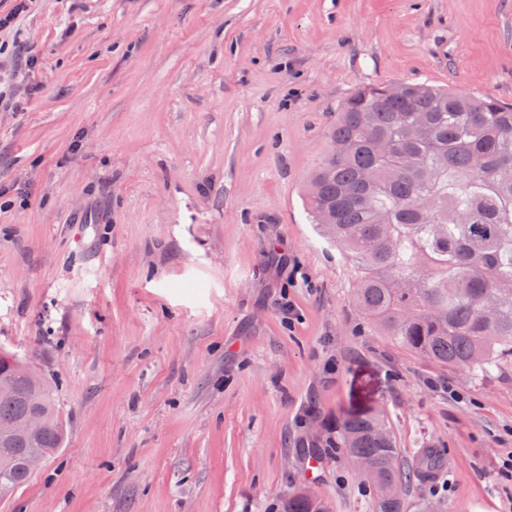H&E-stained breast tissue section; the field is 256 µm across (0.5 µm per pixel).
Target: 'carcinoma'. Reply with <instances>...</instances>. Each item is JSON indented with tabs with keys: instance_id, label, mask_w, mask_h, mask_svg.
Segmentation results:
<instances>
[{
	"instance_id": "cac0c4a2",
	"label": "carcinoma",
	"mask_w": 512,
	"mask_h": 512,
	"mask_svg": "<svg viewBox=\"0 0 512 512\" xmlns=\"http://www.w3.org/2000/svg\"><path fill=\"white\" fill-rule=\"evenodd\" d=\"M355 89L340 105L329 148L305 199L312 223L361 269L353 300L365 317L410 351L478 379L512 359V104L403 83ZM392 147L379 156L376 144ZM0 349V487L16 494L32 472V453L52 457L66 424L52 383ZM32 413L36 435L10 429ZM379 412L346 413L338 425L345 456L373 475L371 512H404L401 487L440 468L433 451L401 449ZM282 512H331L297 492Z\"/></svg>"
}]
</instances>
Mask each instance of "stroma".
<instances>
[{
	"label": "stroma",
	"mask_w": 512,
	"mask_h": 512,
	"mask_svg": "<svg viewBox=\"0 0 512 512\" xmlns=\"http://www.w3.org/2000/svg\"><path fill=\"white\" fill-rule=\"evenodd\" d=\"M0 347L67 421L0 512H332L336 420L443 472L406 512H512V361L475 380L370 326L304 189L358 86L512 103V0H0ZM34 65H26V56ZM294 307L286 323L284 303ZM299 493L293 492L282 501V512H331L328 504L318 497H313L310 491L303 490ZM308 499L314 500L310 501Z\"/></svg>",
	"instance_id": "obj_1"
}]
</instances>
